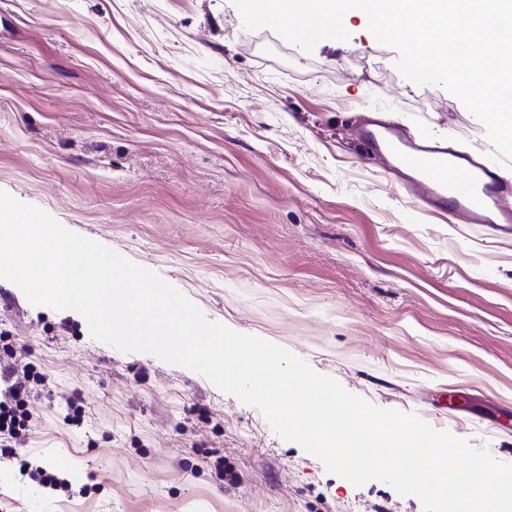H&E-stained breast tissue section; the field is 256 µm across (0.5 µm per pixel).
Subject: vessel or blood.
Here are the masks:
<instances>
[{"mask_svg":"<svg viewBox=\"0 0 512 512\" xmlns=\"http://www.w3.org/2000/svg\"><path fill=\"white\" fill-rule=\"evenodd\" d=\"M358 139L368 152L389 157L395 169L421 183L434 213L461 215L471 224L512 223V210L502 206L512 196V181L496 164L463 161L438 144L407 137L394 125H363Z\"/></svg>","mask_w":512,"mask_h":512,"instance_id":"obj_1","label":"vessel or blood"}]
</instances>
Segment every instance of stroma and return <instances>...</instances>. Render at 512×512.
<instances>
[{
	"label": "stroma",
	"instance_id": "35a3bbf8",
	"mask_svg": "<svg viewBox=\"0 0 512 512\" xmlns=\"http://www.w3.org/2000/svg\"><path fill=\"white\" fill-rule=\"evenodd\" d=\"M346 29L308 53L246 30L231 0H0V190L512 464V235L424 211L351 128L376 112L460 156L494 147L457 97L399 73L366 18ZM0 330L48 381L21 458L78 466L54 491L0 459V512H424L4 279Z\"/></svg>",
	"mask_w": 512,
	"mask_h": 512
}]
</instances>
